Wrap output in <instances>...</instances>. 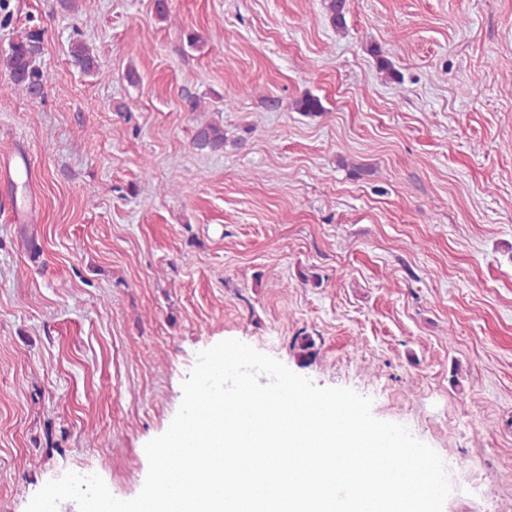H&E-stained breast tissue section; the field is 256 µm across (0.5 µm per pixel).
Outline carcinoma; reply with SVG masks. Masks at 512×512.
Here are the masks:
<instances>
[{"label":"carcinoma","mask_w":512,"mask_h":512,"mask_svg":"<svg viewBox=\"0 0 512 512\" xmlns=\"http://www.w3.org/2000/svg\"><path fill=\"white\" fill-rule=\"evenodd\" d=\"M346 0H328V15L331 24L336 28L345 27ZM43 32L40 30H22L18 32L5 51L0 63L8 72L9 80L0 86V93L20 88L30 96L46 86L47 79L36 65L41 53ZM69 56L72 63L86 74H99L96 57L85 44L71 42ZM296 109L305 116H317L325 111L321 100L312 95L305 96L296 102ZM193 147L200 152L216 153L224 150L226 139L224 128L207 123L197 127Z\"/></svg>","instance_id":"1"}]
</instances>
